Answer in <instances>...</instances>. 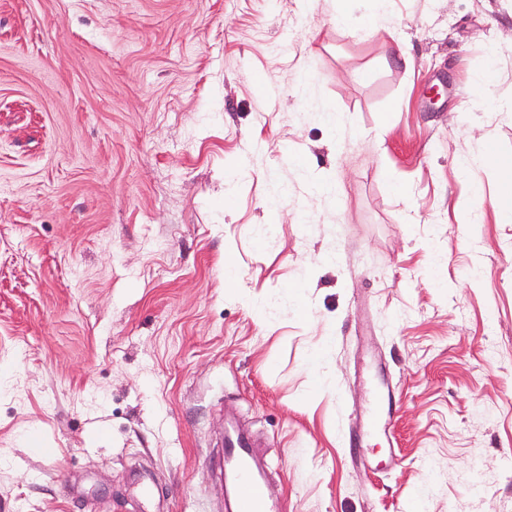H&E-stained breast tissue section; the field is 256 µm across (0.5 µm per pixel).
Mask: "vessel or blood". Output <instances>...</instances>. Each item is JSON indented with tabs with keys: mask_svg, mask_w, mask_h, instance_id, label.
Masks as SVG:
<instances>
[{
	"mask_svg": "<svg viewBox=\"0 0 512 512\" xmlns=\"http://www.w3.org/2000/svg\"><path fill=\"white\" fill-rule=\"evenodd\" d=\"M368 432H376L392 417V392L380 387L374 392ZM224 491L227 512H284L270 494L256 463L252 446L234 424H227L224 440Z\"/></svg>",
	"mask_w": 512,
	"mask_h": 512,
	"instance_id": "1",
	"label": "vessel or blood"
}]
</instances>
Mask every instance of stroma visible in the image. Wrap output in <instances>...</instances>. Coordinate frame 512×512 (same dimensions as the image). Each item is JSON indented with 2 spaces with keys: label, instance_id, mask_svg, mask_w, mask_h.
<instances>
[{
  "label": "stroma",
  "instance_id": "1",
  "mask_svg": "<svg viewBox=\"0 0 512 512\" xmlns=\"http://www.w3.org/2000/svg\"><path fill=\"white\" fill-rule=\"evenodd\" d=\"M489 142L512 0H0V512H512ZM370 411L368 432H377L382 423H384V431H386V426L392 417V392L388 386H382L374 391ZM224 491L228 512H284L270 494L248 439L227 422L224 440Z\"/></svg>",
  "mask_w": 512,
  "mask_h": 512
}]
</instances>
